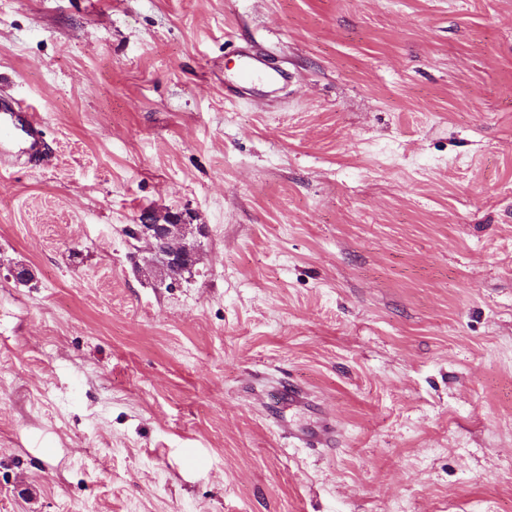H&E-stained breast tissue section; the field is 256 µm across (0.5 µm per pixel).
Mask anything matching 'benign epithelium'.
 <instances>
[{
    "instance_id": "7a95c632",
    "label": "benign epithelium",
    "mask_w": 512,
    "mask_h": 512,
    "mask_svg": "<svg viewBox=\"0 0 512 512\" xmlns=\"http://www.w3.org/2000/svg\"><path fill=\"white\" fill-rule=\"evenodd\" d=\"M205 225L193 223L191 214L181 219L161 221V216L149 212L142 216L134 229V237L143 240L157 258L154 265L159 281L174 288L184 273L199 259V246L189 235L204 234Z\"/></svg>"
}]
</instances>
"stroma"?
Listing matches in <instances>:
<instances>
[{"label": "stroma", "instance_id": "1", "mask_svg": "<svg viewBox=\"0 0 512 512\" xmlns=\"http://www.w3.org/2000/svg\"><path fill=\"white\" fill-rule=\"evenodd\" d=\"M10 99L0 512H512V0H0ZM246 58L248 60L244 63L238 74V79L235 82L236 86H230V90H237L242 84L248 85L257 81L275 82L281 77V74L277 71H271L255 64L251 61L252 58L250 56L246 55ZM0 112L1 148L12 141L15 131H20L24 136L28 155L36 154L39 151L44 125L41 114L20 102H16L10 108L0 109ZM181 219H168L161 223V216L149 212L136 224L134 237L144 240L157 258L154 265L159 281L167 288H175L185 272H189L199 259V246L190 241L189 234H204L205 225L193 224L191 214ZM308 403L305 394L296 385L288 382L283 384L277 391L276 398L269 406V415L278 419L280 410L283 407L304 406ZM289 440L295 441L306 448L329 446L335 436V428L329 419H326L317 429L293 428L290 424L279 425Z\"/></svg>", "mask_w": 512, "mask_h": 512}]
</instances>
